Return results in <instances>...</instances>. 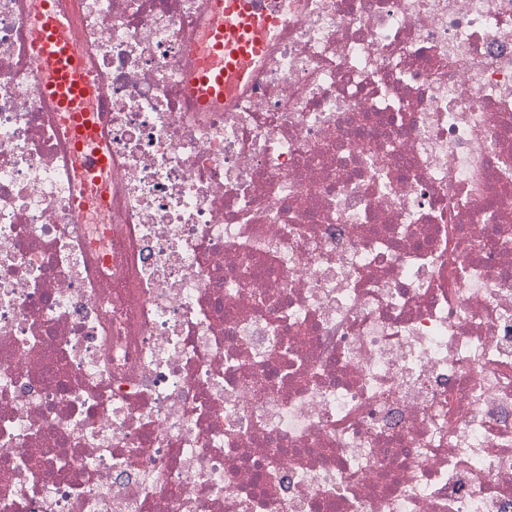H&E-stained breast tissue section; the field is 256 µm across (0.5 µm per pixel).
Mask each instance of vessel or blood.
<instances>
[{
  "label": "vessel or blood",
  "mask_w": 512,
  "mask_h": 512,
  "mask_svg": "<svg viewBox=\"0 0 512 512\" xmlns=\"http://www.w3.org/2000/svg\"><path fill=\"white\" fill-rule=\"evenodd\" d=\"M216 16L210 47L196 55L188 78V90L202 107L233 97L250 66L264 54L267 35L278 23L276 13L260 9L257 0H218ZM37 24L40 40L34 69L42 92L57 111L69 113L73 148L82 150L86 139L102 129L99 118L83 107L85 100L97 95L98 87L77 51L68 20L46 8L38 15Z\"/></svg>",
  "instance_id": "1"
}]
</instances>
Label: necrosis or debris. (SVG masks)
<instances>
[{
    "label": "necrosis or debris",
    "mask_w": 512,
    "mask_h": 512,
    "mask_svg": "<svg viewBox=\"0 0 512 512\" xmlns=\"http://www.w3.org/2000/svg\"><path fill=\"white\" fill-rule=\"evenodd\" d=\"M0 0V512H512V0H54L103 179ZM210 30V47L195 56L188 90L196 103L208 107L229 101L239 90L250 66L266 50L277 14L261 10L256 0H221Z\"/></svg>",
    "instance_id": "4bbe7bcc"
}]
</instances>
